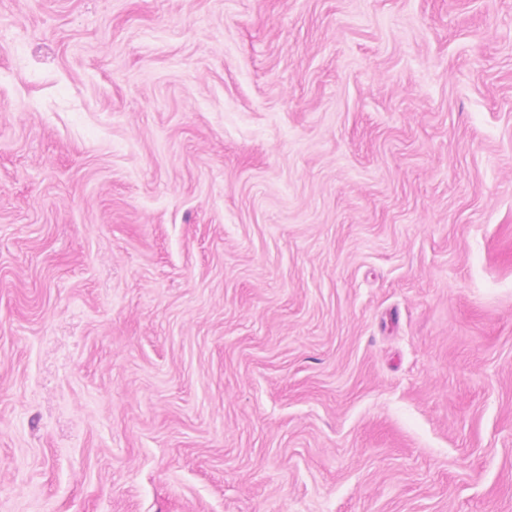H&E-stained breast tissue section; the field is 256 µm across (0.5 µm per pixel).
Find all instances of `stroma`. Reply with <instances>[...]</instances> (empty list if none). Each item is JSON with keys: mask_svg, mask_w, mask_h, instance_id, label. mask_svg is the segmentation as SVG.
Returning a JSON list of instances; mask_svg holds the SVG:
<instances>
[{"mask_svg": "<svg viewBox=\"0 0 512 512\" xmlns=\"http://www.w3.org/2000/svg\"><path fill=\"white\" fill-rule=\"evenodd\" d=\"M0 512H512V0H0Z\"/></svg>", "mask_w": 512, "mask_h": 512, "instance_id": "35a3bbf8", "label": "stroma"}]
</instances>
